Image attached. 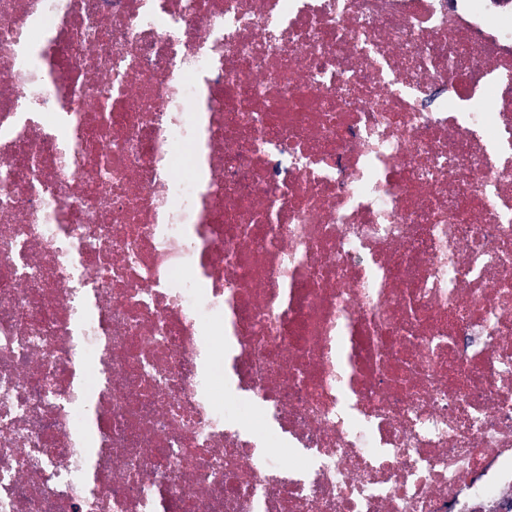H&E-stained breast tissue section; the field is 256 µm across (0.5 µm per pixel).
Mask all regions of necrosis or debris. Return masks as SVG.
I'll list each match as a JSON object with an SVG mask.
<instances>
[{"mask_svg": "<svg viewBox=\"0 0 512 512\" xmlns=\"http://www.w3.org/2000/svg\"><path fill=\"white\" fill-rule=\"evenodd\" d=\"M510 15L0 0V512H512Z\"/></svg>", "mask_w": 512, "mask_h": 512, "instance_id": "4bbe7bcc", "label": "necrosis or debris"}]
</instances>
